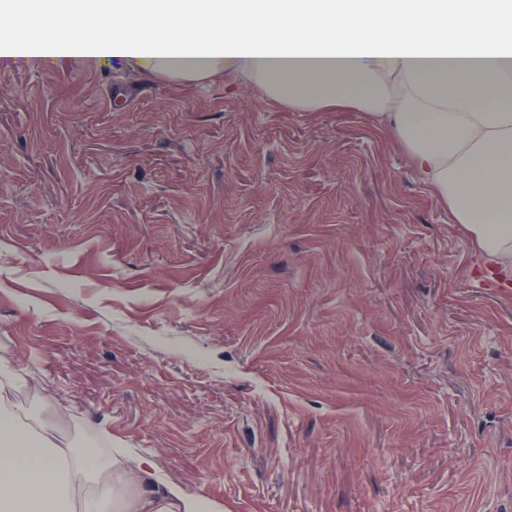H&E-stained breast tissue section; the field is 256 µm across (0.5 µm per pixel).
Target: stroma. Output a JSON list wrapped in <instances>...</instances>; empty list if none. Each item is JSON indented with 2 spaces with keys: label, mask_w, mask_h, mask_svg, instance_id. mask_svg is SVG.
Here are the masks:
<instances>
[{
  "label": "stroma",
  "mask_w": 512,
  "mask_h": 512,
  "mask_svg": "<svg viewBox=\"0 0 512 512\" xmlns=\"http://www.w3.org/2000/svg\"><path fill=\"white\" fill-rule=\"evenodd\" d=\"M367 112L0 62L5 398L224 512H512V288Z\"/></svg>",
  "instance_id": "obj_1"
}]
</instances>
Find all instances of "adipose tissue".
<instances>
[{
	"label": "adipose tissue",
	"mask_w": 512,
	"mask_h": 512,
	"mask_svg": "<svg viewBox=\"0 0 512 512\" xmlns=\"http://www.w3.org/2000/svg\"><path fill=\"white\" fill-rule=\"evenodd\" d=\"M62 36L0 28V56L203 79L230 71L300 110L346 102L413 159L482 258L512 288V0H51ZM153 465L98 479L26 407L0 403V512H223L175 483L141 487Z\"/></svg>",
	"instance_id": "obj_1"
}]
</instances>
